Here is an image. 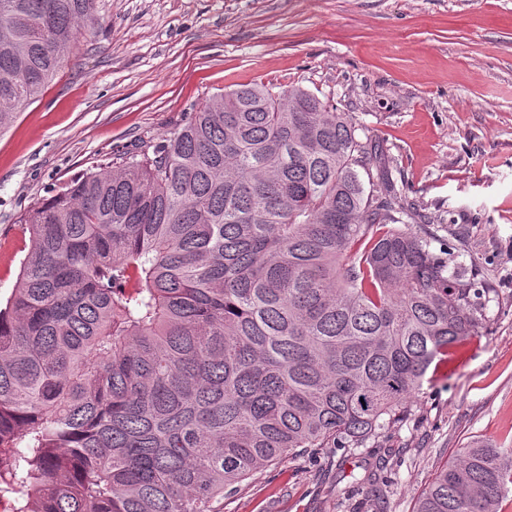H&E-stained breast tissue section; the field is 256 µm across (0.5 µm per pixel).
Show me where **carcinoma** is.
Listing matches in <instances>:
<instances>
[{"label":"carcinoma","instance_id":"cac0c4a2","mask_svg":"<svg viewBox=\"0 0 512 512\" xmlns=\"http://www.w3.org/2000/svg\"><path fill=\"white\" fill-rule=\"evenodd\" d=\"M96 0H0V130L94 33ZM352 115L300 86L208 98L162 142L34 203L0 306V497L14 512H224L300 448L407 418L483 328L471 281ZM474 438L414 512H501Z\"/></svg>","mask_w":512,"mask_h":512}]
</instances>
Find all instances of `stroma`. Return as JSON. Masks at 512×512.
Instances as JSON below:
<instances>
[{"mask_svg":"<svg viewBox=\"0 0 512 512\" xmlns=\"http://www.w3.org/2000/svg\"><path fill=\"white\" fill-rule=\"evenodd\" d=\"M95 34L0 134V300L51 188L159 142L209 96L299 85L351 113L407 203L483 292L485 328L406 400L409 418L350 451L296 452L224 512H353L381 464L387 512L472 438L512 448V0H98Z\"/></svg>","mask_w":512,"mask_h":512,"instance_id":"stroma-1","label":"stroma"}]
</instances>
